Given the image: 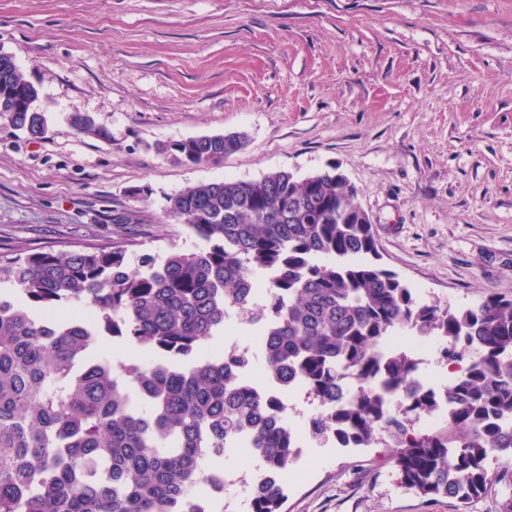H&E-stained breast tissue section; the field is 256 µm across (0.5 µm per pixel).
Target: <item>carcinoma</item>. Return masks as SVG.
I'll use <instances>...</instances> for the list:
<instances>
[{"label": "carcinoma", "mask_w": 512, "mask_h": 512, "mask_svg": "<svg viewBox=\"0 0 512 512\" xmlns=\"http://www.w3.org/2000/svg\"><path fill=\"white\" fill-rule=\"evenodd\" d=\"M37 88L0 52V112L46 133ZM70 122L99 136L88 115ZM239 134L158 143L181 164L218 163ZM167 215L202 241L161 260L128 244L0 252V512H212L208 463L246 436L266 468L295 463L288 405L257 390L251 361L209 355L205 342L239 311L260 325L266 375L302 385L321 410L314 439L386 455L401 483L465 506L492 482L490 456L512 459V299L488 290L476 307L422 303L378 263L373 225L336 168L304 178L188 186ZM439 343L460 367L441 393L418 380L419 361L388 336ZM110 337L145 353L112 361ZM448 406L447 427L415 424ZM277 483L251 512H281Z\"/></svg>", "instance_id": "obj_1"}]
</instances>
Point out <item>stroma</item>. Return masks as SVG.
Listing matches in <instances>:
<instances>
[{
  "label": "stroma",
  "instance_id": "35a3bbf8",
  "mask_svg": "<svg viewBox=\"0 0 512 512\" xmlns=\"http://www.w3.org/2000/svg\"><path fill=\"white\" fill-rule=\"evenodd\" d=\"M0 52L49 131L0 115V249L199 242L168 217L185 187L338 167L380 262L424 302L512 299V0H0ZM90 114L103 137L73 129ZM241 133L217 164L159 142ZM283 512H506L404 487L385 450L303 438Z\"/></svg>",
  "mask_w": 512,
  "mask_h": 512
}]
</instances>
